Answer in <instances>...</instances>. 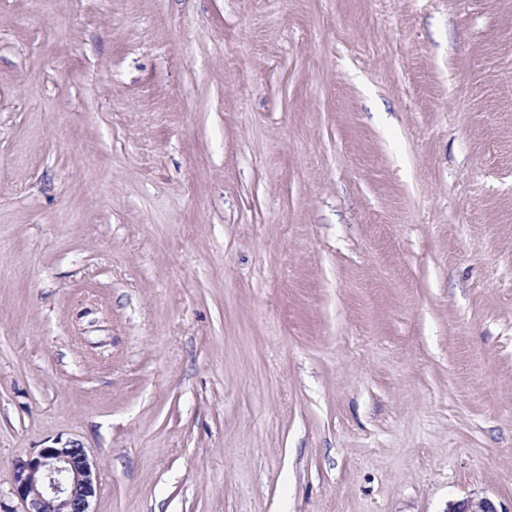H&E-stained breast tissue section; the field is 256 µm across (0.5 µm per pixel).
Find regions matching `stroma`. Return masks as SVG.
Returning <instances> with one entry per match:
<instances>
[{
    "instance_id": "stroma-1",
    "label": "stroma",
    "mask_w": 512,
    "mask_h": 512,
    "mask_svg": "<svg viewBox=\"0 0 512 512\" xmlns=\"http://www.w3.org/2000/svg\"><path fill=\"white\" fill-rule=\"evenodd\" d=\"M512 512V0H0V512ZM60 443L14 463L12 494L24 505L23 512H92L95 465L79 444L56 446Z\"/></svg>"
}]
</instances>
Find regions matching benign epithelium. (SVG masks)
<instances>
[{"mask_svg":"<svg viewBox=\"0 0 512 512\" xmlns=\"http://www.w3.org/2000/svg\"><path fill=\"white\" fill-rule=\"evenodd\" d=\"M95 465L85 449L74 442L55 441L13 466L12 494L23 512H91L96 491ZM448 512H498L487 499L452 503Z\"/></svg>","mask_w":512,"mask_h":512,"instance_id":"benign-epithelium-1","label":"benign epithelium"}]
</instances>
